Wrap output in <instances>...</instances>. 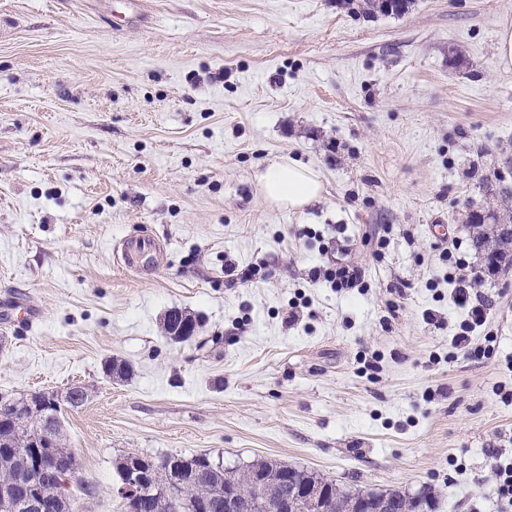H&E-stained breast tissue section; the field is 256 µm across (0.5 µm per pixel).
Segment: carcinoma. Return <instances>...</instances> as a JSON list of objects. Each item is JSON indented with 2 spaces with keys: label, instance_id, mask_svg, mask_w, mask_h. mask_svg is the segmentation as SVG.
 Listing matches in <instances>:
<instances>
[{
  "label": "carcinoma",
  "instance_id": "carcinoma-1",
  "mask_svg": "<svg viewBox=\"0 0 512 512\" xmlns=\"http://www.w3.org/2000/svg\"><path fill=\"white\" fill-rule=\"evenodd\" d=\"M190 325L186 336L171 335L170 314H165L161 327L173 342L191 339L199 327L197 319L189 313L182 314ZM64 407H42L28 397H19L0 403V488L20 490L19 479L32 470L31 447L38 442L42 453L55 457L57 475L53 478L40 476L37 485L43 508L41 512H75V499L68 494V483L75 473L72 453L62 446V422ZM139 459L140 465L151 472L152 479L138 493L125 498L126 512H140V504L150 501L147 512H199L205 503L219 504L224 501V490L238 496L259 500L255 475L265 472L277 477L289 466L273 461H257L245 467H227L205 454L185 457L167 454L159 459L144 454H130ZM299 483L323 484L328 492L324 512H351L358 490L336 485L314 473L293 469ZM386 512H414L415 506L405 494L388 490Z\"/></svg>",
  "mask_w": 512,
  "mask_h": 512
}]
</instances>
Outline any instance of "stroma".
<instances>
[{"label":"stroma","instance_id":"obj_1","mask_svg":"<svg viewBox=\"0 0 512 512\" xmlns=\"http://www.w3.org/2000/svg\"><path fill=\"white\" fill-rule=\"evenodd\" d=\"M506 25L512 0H0V396L86 387L64 411L78 512H122L132 452L502 512L512 251L488 268L472 220L512 224ZM288 158L323 183L299 211L254 181ZM139 234L159 268L118 264ZM339 258L365 288L313 278ZM452 275L489 306L493 358L451 352ZM174 308L190 341L162 332ZM492 490L503 506V511L512 508V462L496 463L493 470ZM510 510H507V509Z\"/></svg>","mask_w":512,"mask_h":512}]
</instances>
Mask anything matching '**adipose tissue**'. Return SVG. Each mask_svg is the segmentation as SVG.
Returning <instances> with one entry per match:
<instances>
[{
	"label": "adipose tissue",
	"mask_w": 512,
	"mask_h": 512,
	"mask_svg": "<svg viewBox=\"0 0 512 512\" xmlns=\"http://www.w3.org/2000/svg\"><path fill=\"white\" fill-rule=\"evenodd\" d=\"M255 179L264 201L279 209L298 211L322 197L318 171L290 159L271 162Z\"/></svg>",
	"instance_id": "1"
}]
</instances>
